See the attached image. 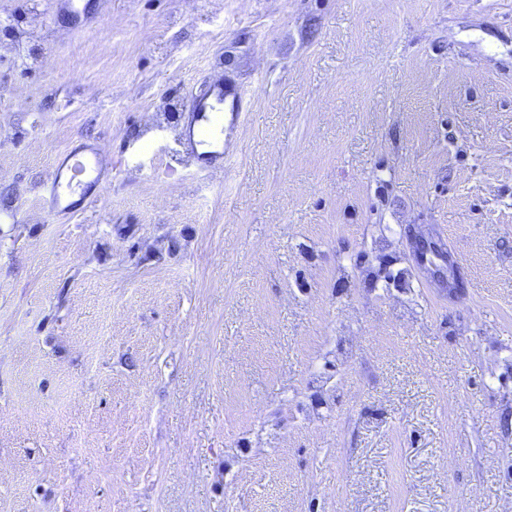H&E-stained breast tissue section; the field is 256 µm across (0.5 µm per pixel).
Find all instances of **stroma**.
Wrapping results in <instances>:
<instances>
[{"label": "stroma", "instance_id": "obj_1", "mask_svg": "<svg viewBox=\"0 0 512 512\" xmlns=\"http://www.w3.org/2000/svg\"><path fill=\"white\" fill-rule=\"evenodd\" d=\"M79 4L0 0V512H512V0ZM237 92L224 85V81L209 82L198 93H192L184 105L189 121L186 128V140L192 145L193 158L199 171H209L216 164L223 165L224 153L221 151V136L224 134V124L221 118L224 96ZM203 123V140L195 142V125ZM216 144V150L199 152L196 145ZM61 156L42 189V198L50 203L49 213L74 215L94 208L105 190L98 152L86 146L67 150Z\"/></svg>", "mask_w": 512, "mask_h": 512}]
</instances>
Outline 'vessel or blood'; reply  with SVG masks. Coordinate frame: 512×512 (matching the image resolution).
Here are the masks:
<instances>
[{
  "label": "vessel or blood",
  "instance_id": "b4317fda",
  "mask_svg": "<svg viewBox=\"0 0 512 512\" xmlns=\"http://www.w3.org/2000/svg\"><path fill=\"white\" fill-rule=\"evenodd\" d=\"M228 92L223 82H211L192 93L184 106L189 118L187 137H194L199 132L195 129L196 124L204 126L199 133H202L208 149L193 154L198 170L206 171L224 162L219 144L224 134L222 105ZM104 190L98 153L93 147L86 146L63 152L43 186L42 196L49 201L51 214L72 215L94 208Z\"/></svg>",
  "mask_w": 512,
  "mask_h": 512
}]
</instances>
